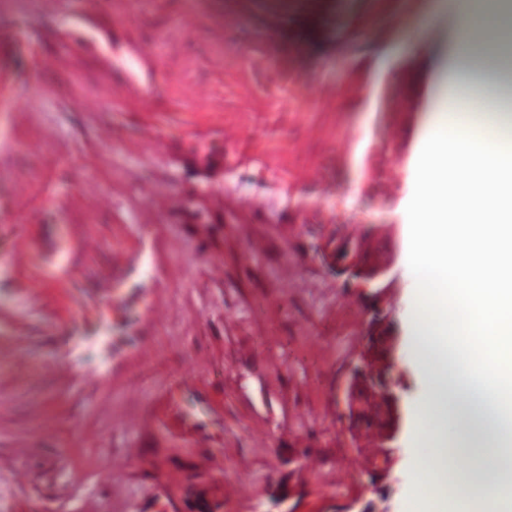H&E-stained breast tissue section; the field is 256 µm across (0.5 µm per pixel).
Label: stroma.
<instances>
[{
  "mask_svg": "<svg viewBox=\"0 0 512 512\" xmlns=\"http://www.w3.org/2000/svg\"><path fill=\"white\" fill-rule=\"evenodd\" d=\"M455 28L441 0H0L7 512H157L188 467L224 512H270L287 479L304 489L295 512L358 493L427 512L423 459L479 482L481 439L445 413L426 422L436 446L419 432L432 378L406 273L421 146L448 91L424 50ZM145 186L179 206L141 223ZM340 225L379 229L393 257L402 425L375 494L336 409L365 312L310 249Z\"/></svg>",
  "mask_w": 512,
  "mask_h": 512,
  "instance_id": "obj_1",
  "label": "stroma"
}]
</instances>
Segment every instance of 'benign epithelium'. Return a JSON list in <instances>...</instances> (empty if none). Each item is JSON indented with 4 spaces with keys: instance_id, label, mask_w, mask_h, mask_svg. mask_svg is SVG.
Instances as JSON below:
<instances>
[{
    "instance_id": "7a95c632",
    "label": "benign epithelium",
    "mask_w": 512,
    "mask_h": 512,
    "mask_svg": "<svg viewBox=\"0 0 512 512\" xmlns=\"http://www.w3.org/2000/svg\"><path fill=\"white\" fill-rule=\"evenodd\" d=\"M312 249L322 265L364 302L368 315L363 348L349 366L341 387L344 405L341 417L347 442L356 448L364 431L362 420L367 401L380 406L379 452L368 465V475L374 480L385 475L391 467L390 448L397 437L401 419L393 381L398 336L384 308L391 285L388 280L391 260L378 254L367 233H331L314 243Z\"/></svg>"
}]
</instances>
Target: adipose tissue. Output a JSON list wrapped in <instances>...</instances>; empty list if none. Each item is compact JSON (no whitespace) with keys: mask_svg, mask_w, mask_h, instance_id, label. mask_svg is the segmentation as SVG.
Returning <instances> with one entry per match:
<instances>
[{"mask_svg":"<svg viewBox=\"0 0 512 512\" xmlns=\"http://www.w3.org/2000/svg\"><path fill=\"white\" fill-rule=\"evenodd\" d=\"M456 19L452 52L436 61L451 95L423 142L412 204L407 271L418 286L413 322L419 365L448 356L464 362L468 382L490 411L474 417L456 387L438 379L422 411H449L493 447L512 446V119L471 121L455 90L495 88L491 49L512 26L498 0H448ZM441 491L457 512H512V469L490 468L482 494L453 469L438 470Z\"/></svg>","mask_w":512,"mask_h":512,"instance_id":"adipose-tissue-1","label":"adipose tissue"}]
</instances>
